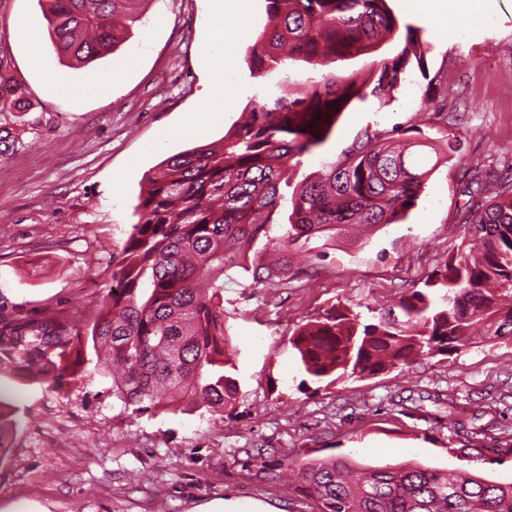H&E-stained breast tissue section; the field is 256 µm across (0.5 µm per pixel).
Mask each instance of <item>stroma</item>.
<instances>
[{"label": "stroma", "mask_w": 512, "mask_h": 512, "mask_svg": "<svg viewBox=\"0 0 512 512\" xmlns=\"http://www.w3.org/2000/svg\"><path fill=\"white\" fill-rule=\"evenodd\" d=\"M476 19L437 30L409 0H388L420 27L424 69H412L385 108L351 104L327 140L291 171L292 187L354 146L395 134L428 140L457 130L459 159L440 164L405 221L333 242L314 238L292 256L288 284L258 288L243 274L224 285V329L239 382L233 412L125 411L100 377L55 388L0 370L19 424L0 463V512H312L280 478L283 458H344L365 467L459 466L512 481V339L475 342L448 359L331 385L307 381L288 344L332 305L375 312L396 303L461 242L480 176L512 185V0H480ZM214 0H146L115 50L82 66L46 49L32 66L17 35L46 22L37 0H0V68L24 85L31 110L22 146L0 158V328L53 317L89 327L112 289V270L137 218L146 178L164 159L220 139L257 84L245 63L267 23L265 0L225 13L224 68L236 91L222 120L184 130L210 75L199 59ZM480 447L485 460L457 459Z\"/></svg>", "instance_id": "35a3bbf8"}]
</instances>
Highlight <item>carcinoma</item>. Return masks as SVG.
<instances>
[{
	"mask_svg": "<svg viewBox=\"0 0 512 512\" xmlns=\"http://www.w3.org/2000/svg\"><path fill=\"white\" fill-rule=\"evenodd\" d=\"M146 0H38L56 53L88 64L123 42ZM267 24L246 56L266 92L254 95L244 119L221 139L164 159L147 178L137 222L112 270V291L88 331L59 319L0 330V363L24 380L54 386L94 371L111 381L124 409L169 413L187 408L232 411L239 394L236 364L224 334V283L240 268L253 284L287 281L286 253L353 225L396 224L406 217L431 173L458 155L455 132L432 143L394 137L355 147L287 194L288 172L322 146L353 102L386 107L412 66L423 68L417 29L386 0H266ZM397 41L393 53L380 49ZM372 55L368 76L343 63ZM324 68L304 89L288 91V67ZM0 115L30 110L22 84L0 71ZM19 134L0 126V158ZM456 252L401 296L396 309L364 323L331 307L289 339L305 372L318 383L363 379L417 360L447 356L476 336L512 337V186L490 189L479 178ZM288 205V224L270 240L281 256L253 260L243 248ZM0 394V463L15 428ZM297 491L315 497L318 512H512V482L465 469L406 464L357 470L344 460L313 458Z\"/></svg>",
	"mask_w": 512,
	"mask_h": 512,
	"instance_id": "carcinoma-1",
	"label": "carcinoma"
}]
</instances>
